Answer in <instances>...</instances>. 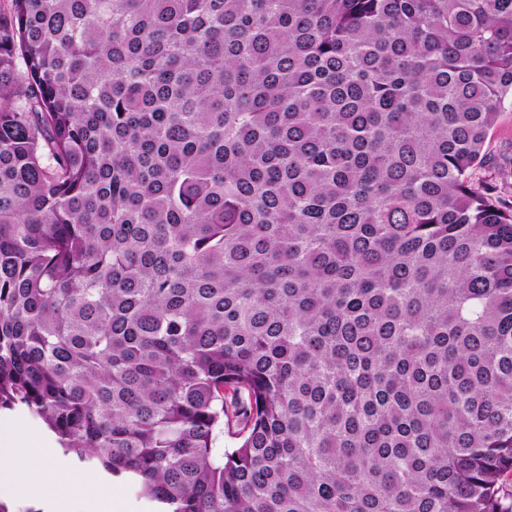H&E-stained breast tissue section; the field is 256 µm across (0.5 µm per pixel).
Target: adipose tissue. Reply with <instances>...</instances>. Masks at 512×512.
Instances as JSON below:
<instances>
[{"instance_id":"adipose-tissue-1","label":"adipose tissue","mask_w":512,"mask_h":512,"mask_svg":"<svg viewBox=\"0 0 512 512\" xmlns=\"http://www.w3.org/2000/svg\"><path fill=\"white\" fill-rule=\"evenodd\" d=\"M43 443L38 436H0V498L48 501L58 486L69 481L64 464L42 454Z\"/></svg>"}]
</instances>
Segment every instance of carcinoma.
Returning a JSON list of instances; mask_svg holds the SVG:
<instances>
[{"mask_svg":"<svg viewBox=\"0 0 512 512\" xmlns=\"http://www.w3.org/2000/svg\"><path fill=\"white\" fill-rule=\"evenodd\" d=\"M509 94L512 0H9L0 409L166 512H512ZM486 149L497 163L496 177L507 191H512V98L507 96L495 126L487 139ZM20 425L24 426V429L27 431V433L36 435H40L46 428L40 419L32 416L25 410L2 409L0 411V430L3 433H7L12 429H16Z\"/></svg>","mask_w":512,"mask_h":512,"instance_id":"obj_1","label":"carcinoma"}]
</instances>
